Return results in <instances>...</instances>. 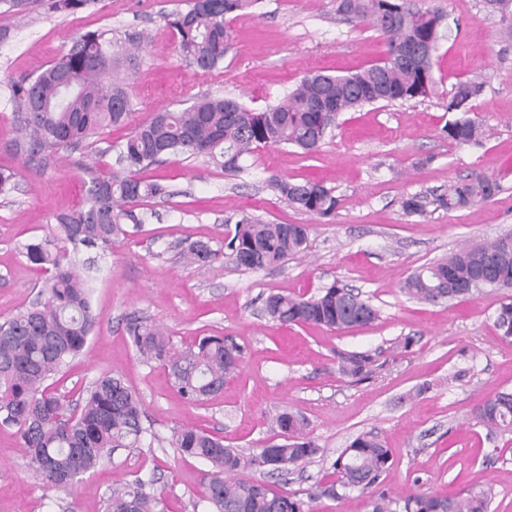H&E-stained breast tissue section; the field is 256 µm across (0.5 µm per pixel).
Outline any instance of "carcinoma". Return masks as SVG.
<instances>
[{"mask_svg": "<svg viewBox=\"0 0 512 512\" xmlns=\"http://www.w3.org/2000/svg\"><path fill=\"white\" fill-rule=\"evenodd\" d=\"M97 0H50L56 11L89 8ZM259 0H187L186 8L166 15L188 63L212 70L224 64L231 41L226 18L254 8ZM488 13L499 17L501 33L512 37V0H484ZM336 13L387 37V49L408 42L432 44L420 65L390 56L344 75L309 73L275 104L252 109L236 98L203 96L181 111L153 112L138 123L125 141L115 145L120 168L95 174L86 183L82 207L52 217L63 252L53 254L40 243L26 245L27 261L48 265L52 275L29 308L0 320V422L17 427L20 448L36 479L49 489H67L115 448H136L146 434L140 397L117 375H102L78 402L51 388L69 360L78 356L94 331L91 288L68 249L108 247L127 235L124 221L140 224L133 207L170 196L169 187L139 177L165 158L205 156L223 170L246 171L245 159L260 148L292 146L311 154L322 145L333 116L367 105L408 102L430 96L436 87L435 52L446 38V15L436 7L421 8L416 0H336ZM135 54L103 42L93 33L76 38L58 60L35 75L7 84L13 106L12 133L0 146L21 156L27 168L43 174L63 148L95 138L108 126L129 123L135 104L126 84L113 76L121 57ZM481 83L460 79L446 111L456 117L443 132L457 146L480 145L486 130L471 116ZM269 186L293 207L328 219L338 201L316 180L293 181L271 176ZM499 192L496 180L471 174L435 198L445 210L462 209ZM306 224H275L252 214L236 221L228 243L232 263L244 270L279 265L307 248ZM218 256L208 244L195 242L184 254L189 267L201 268ZM483 278L496 288H512V236L463 246L448 256L414 269L400 290L417 301L436 303L462 298L457 285ZM266 317L280 325L310 324L331 331L364 327L377 320L371 301L356 289L331 283L316 296L269 295ZM498 337L512 342V298L496 311ZM127 331L147 363L168 369L173 387L190 403H204L224 389L240 364L242 351L222 336H205L176 350L158 327L130 317ZM375 359L364 352L341 356L338 370L360 380L373 371ZM475 424L491 437L512 433V390L481 400L473 410ZM280 439L246 456L224 445V439L193 427L174 430L170 444L184 458L211 468L203 498L212 512H308L305 502L271 485L251 479L246 471L266 467L288 472L319 452L304 420L282 412L274 421ZM392 453L371 433L353 438L333 463L345 489L372 490L391 465ZM494 490L464 494L428 493L403 497L404 512H489ZM107 512H169L164 491L137 480L117 486Z\"/></svg>", "mask_w": 512, "mask_h": 512, "instance_id": "1", "label": "carcinoma"}]
</instances>
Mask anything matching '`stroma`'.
I'll list each match as a JSON object with an SVG mask.
<instances>
[{
	"label": "stroma",
	"instance_id": "stroma-1",
	"mask_svg": "<svg viewBox=\"0 0 512 512\" xmlns=\"http://www.w3.org/2000/svg\"><path fill=\"white\" fill-rule=\"evenodd\" d=\"M444 10L452 27L436 57L441 76L428 98L379 103L339 113L319 151L290 146L249 156L248 174L230 173L207 158L168 160L143 176L169 186L171 195L140 203L141 226L112 248L83 249L97 267L91 281L96 327L82 353L56 377L70 399L104 374L120 375L141 397L148 430L138 448H120L110 461L68 491L43 487L24 468L16 430L0 425V512H106L118 483L142 479L164 489L169 512H207L206 465L183 459L169 444L174 429L195 427L225 444L257 454L274 437L271 420L283 411L302 415L319 452L304 470L284 475L257 470L253 479L313 498L315 512H372V491L336 484L333 463L358 434L372 432L393 452L382 484L389 498L425 492L452 495L493 486L491 512H512V435L488 438L472 411L486 396L512 389V342L499 339L496 311L507 293L488 289L466 300L427 304L400 291L416 267L512 232V41L500 39L497 17L483 0H417ZM185 0H98L76 13L39 6L23 15L0 14L10 31L0 43V139L12 127L5 85L40 72L92 32L122 42L142 36L136 66L122 76L137 119L178 110L194 97L231 96L262 109L310 72L345 74L382 61L385 37L344 21L335 0H261L230 16L231 48L223 67L202 70L181 56L166 14ZM484 85L474 113L491 129L482 145L458 147L442 129L453 84ZM126 126L105 128L81 148L63 149L46 173L32 175L0 147V170L16 174L0 193V319L29 306L48 279L23 255L31 242L57 249L53 214L80 206L92 174L115 169L108 142L124 141ZM473 173L495 178L500 192L459 210L438 208L433 196ZM314 179L339 201L331 220L305 213L266 186L270 176ZM417 194L423 210L405 213ZM309 227L305 252L274 268L242 270L229 257L186 267L194 241L222 251L241 214ZM339 281L369 297L377 320L334 332L310 325L281 326L263 313L269 294L315 295ZM164 328L175 349L198 337L232 338L243 350L236 375L203 404L180 397L166 368L142 362L125 331L131 314ZM367 352L372 376L354 383L340 374L338 356Z\"/></svg>",
	"mask_w": 512,
	"mask_h": 512
}]
</instances>
